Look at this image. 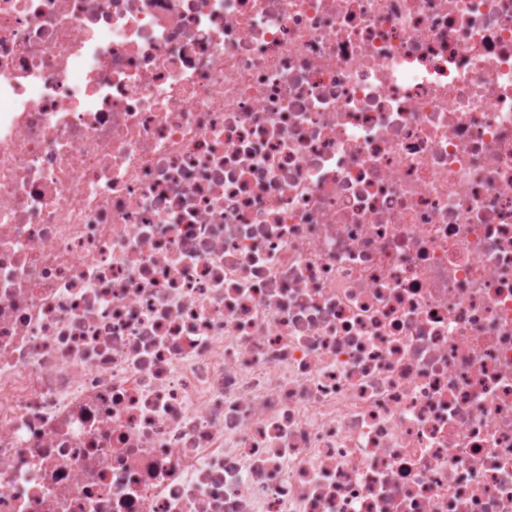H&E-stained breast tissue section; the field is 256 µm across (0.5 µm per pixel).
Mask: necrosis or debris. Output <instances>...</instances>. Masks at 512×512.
Returning <instances> with one entry per match:
<instances>
[{"label": "necrosis or debris", "instance_id": "obj_1", "mask_svg": "<svg viewBox=\"0 0 512 512\" xmlns=\"http://www.w3.org/2000/svg\"><path fill=\"white\" fill-rule=\"evenodd\" d=\"M0 512H512V0H0Z\"/></svg>", "mask_w": 512, "mask_h": 512}]
</instances>
